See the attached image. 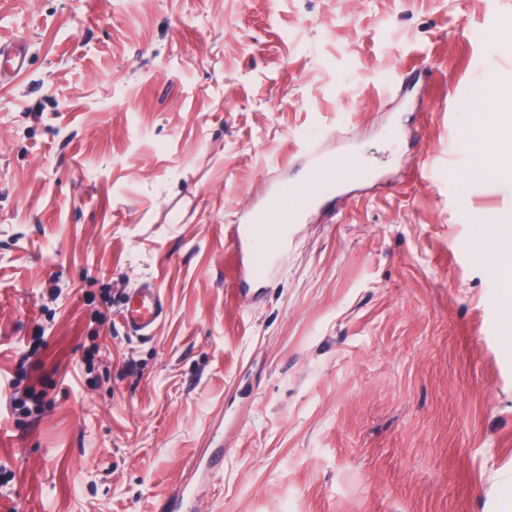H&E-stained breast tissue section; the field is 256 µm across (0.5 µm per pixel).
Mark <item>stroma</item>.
I'll return each mask as SVG.
<instances>
[{
    "label": "stroma",
    "instance_id": "obj_1",
    "mask_svg": "<svg viewBox=\"0 0 512 512\" xmlns=\"http://www.w3.org/2000/svg\"><path fill=\"white\" fill-rule=\"evenodd\" d=\"M512 0H0V512H512V176L463 109L512 77ZM368 183L244 296L229 234L314 159ZM161 287L158 333L119 298ZM41 343H34L36 335ZM100 347L101 362L83 356ZM33 394L30 416L12 390ZM28 48L21 42L0 41V82L21 77L27 70ZM481 226L479 245L482 256L494 268L503 267L505 257L512 254V218L498 219ZM166 312L161 288L154 279H144L125 292L121 320L132 336H152ZM195 489L192 486H180L166 501L165 510L171 512H194Z\"/></svg>",
    "mask_w": 512,
    "mask_h": 512
}]
</instances>
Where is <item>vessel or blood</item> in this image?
<instances>
[{
    "label": "vessel or blood",
    "instance_id": "vessel-or-blood-1",
    "mask_svg": "<svg viewBox=\"0 0 512 512\" xmlns=\"http://www.w3.org/2000/svg\"><path fill=\"white\" fill-rule=\"evenodd\" d=\"M28 48L21 42H0V82L21 77L27 70ZM313 185L308 191L279 184L253 210L246 223L235 224L230 235L246 256L245 284L262 285L269 281L273 263L288 252V230L301 223L314 210L333 197L337 183L358 182L370 177L368 167L360 166L341 173L330 163L316 161ZM167 304L157 282L140 281L123 298L121 320L134 336L153 335L166 316ZM167 512H195V490L182 486L166 501Z\"/></svg>",
    "mask_w": 512,
    "mask_h": 512
}]
</instances>
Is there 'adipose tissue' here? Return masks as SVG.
Wrapping results in <instances>:
<instances>
[{
    "mask_svg": "<svg viewBox=\"0 0 512 512\" xmlns=\"http://www.w3.org/2000/svg\"><path fill=\"white\" fill-rule=\"evenodd\" d=\"M489 112L499 119L494 135L504 149L492 160H478L473 170L477 176L512 165V97L493 91L480 94L475 102L466 107L469 125H481ZM479 245L487 262L493 268H501L506 256L512 254V219H498L483 225Z\"/></svg>",
    "mask_w": 512,
    "mask_h": 512,
    "instance_id": "1",
    "label": "adipose tissue"
}]
</instances>
